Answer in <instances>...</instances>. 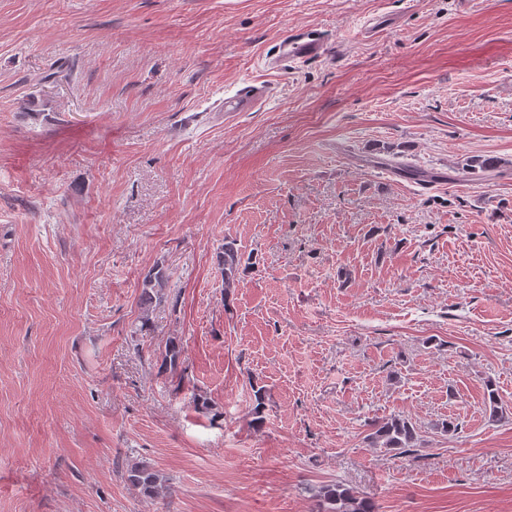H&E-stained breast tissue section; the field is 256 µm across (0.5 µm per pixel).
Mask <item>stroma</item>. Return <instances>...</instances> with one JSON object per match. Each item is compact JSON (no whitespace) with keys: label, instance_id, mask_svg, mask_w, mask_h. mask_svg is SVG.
<instances>
[{"label":"stroma","instance_id":"1","mask_svg":"<svg viewBox=\"0 0 512 512\" xmlns=\"http://www.w3.org/2000/svg\"><path fill=\"white\" fill-rule=\"evenodd\" d=\"M393 414L424 447H366ZM336 485L512 512V0H0V512ZM322 44L314 34H309L297 39H285L279 45L276 57L272 59L274 67H279L284 62L292 59H301L316 55L320 52ZM268 94V86L247 85L236 93L224 98V109L228 112H247L253 105ZM233 241L224 242L223 269L225 288H232L241 263V253ZM127 480L145 494L153 497H162L167 486L162 476L146 463H135L127 470Z\"/></svg>","mask_w":512,"mask_h":512}]
</instances>
